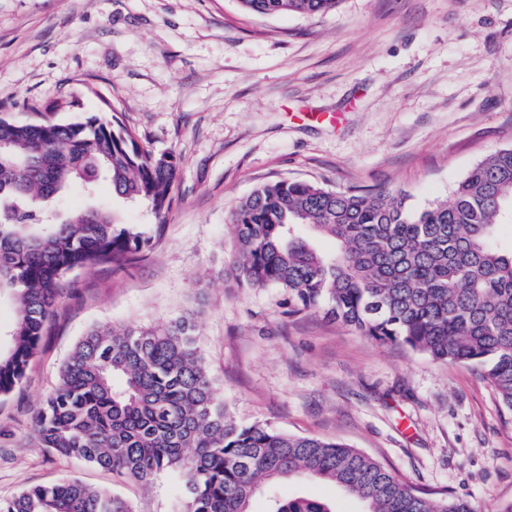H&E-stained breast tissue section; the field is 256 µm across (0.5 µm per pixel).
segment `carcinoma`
<instances>
[{"mask_svg":"<svg viewBox=\"0 0 512 512\" xmlns=\"http://www.w3.org/2000/svg\"><path fill=\"white\" fill-rule=\"evenodd\" d=\"M249 13L323 15L340 0H239ZM0 297L14 308L0 349V394L19 386L77 269L133 263L151 237L89 206L59 215L74 184L87 195L145 206L164 222L177 182L171 154L145 150L117 116L60 124L0 117ZM512 148L474 165L451 200L412 212L395 191L364 193L279 180L232 214L235 255L224 276L242 289L280 288L290 311L321 310L381 344L482 369L512 409ZM319 237L335 241L326 252ZM195 312L156 326L90 328L37 408L41 448L143 486L163 472L183 482L177 512H251L268 482L305 474L358 497L366 512H472L435 501L359 450L228 415L196 343ZM0 512H136L122 494L77 478L0 497ZM267 512H336L306 496Z\"/></svg>","mask_w":512,"mask_h":512,"instance_id":"carcinoma-1","label":"carcinoma"}]
</instances>
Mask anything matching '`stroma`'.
Here are the masks:
<instances>
[{
	"label": "stroma",
	"instance_id": "stroma-1",
	"mask_svg": "<svg viewBox=\"0 0 512 512\" xmlns=\"http://www.w3.org/2000/svg\"><path fill=\"white\" fill-rule=\"evenodd\" d=\"M58 122L119 117L178 165L167 221L123 269L72 274L26 378L0 395V496L77 478L137 512H175L180 479L149 486L46 453L33 417L96 324L155 325L198 308L197 340L241 424L356 448L435 498L473 512L512 505V410L479 369L382 346L320 311L290 313L278 288L223 277L231 214L261 184L316 181L405 193L410 210L449 200L468 170L512 146V0H340L323 16H258L238 0H0V115ZM316 112H337L331 124ZM144 206L87 197L61 210ZM360 500L305 477L263 488Z\"/></svg>",
	"mask_w": 512,
	"mask_h": 512
}]
</instances>
